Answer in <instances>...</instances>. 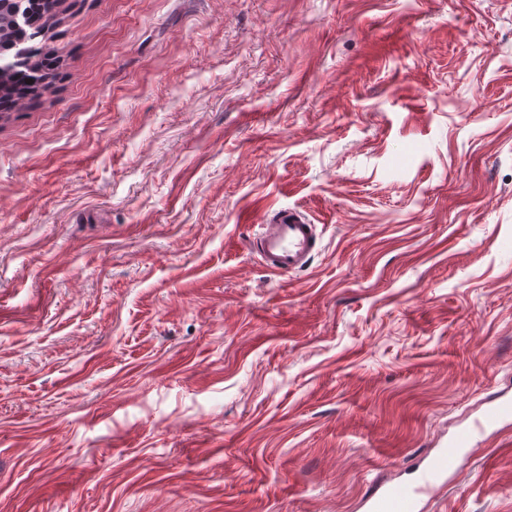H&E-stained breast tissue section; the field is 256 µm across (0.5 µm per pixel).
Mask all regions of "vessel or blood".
<instances>
[{
    "instance_id": "b4317fda",
    "label": "vessel or blood",
    "mask_w": 512,
    "mask_h": 512,
    "mask_svg": "<svg viewBox=\"0 0 512 512\" xmlns=\"http://www.w3.org/2000/svg\"><path fill=\"white\" fill-rule=\"evenodd\" d=\"M317 240L315 225L301 211L288 209L278 213L274 223L263 225L257 253L267 270L285 276L306 267ZM510 420L512 401L495 402L472 427L458 431L447 445L437 449L416 485H381L369 499L370 512H417L421 496L434 493L445 476L463 468L464 449L474 447L479 435Z\"/></svg>"
}]
</instances>
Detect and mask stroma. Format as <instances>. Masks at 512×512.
Listing matches in <instances>:
<instances>
[{
	"label": "stroma",
	"mask_w": 512,
	"mask_h": 512,
	"mask_svg": "<svg viewBox=\"0 0 512 512\" xmlns=\"http://www.w3.org/2000/svg\"><path fill=\"white\" fill-rule=\"evenodd\" d=\"M45 44L0 118V512H369L512 399V0H66ZM419 512H512V426ZM261 228L256 252L267 270L285 276L306 267L319 236L301 211L283 210Z\"/></svg>",
	"instance_id": "35a3bbf8"
}]
</instances>
